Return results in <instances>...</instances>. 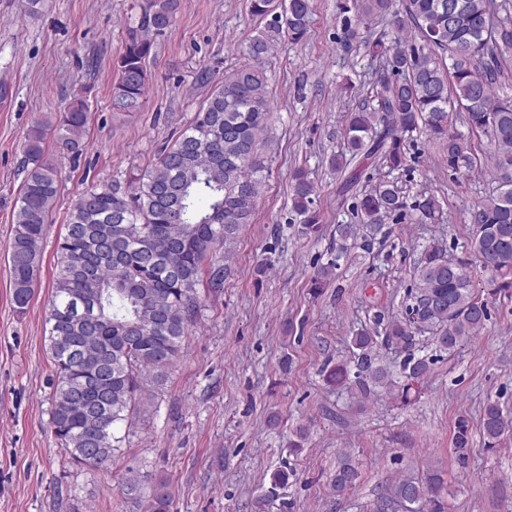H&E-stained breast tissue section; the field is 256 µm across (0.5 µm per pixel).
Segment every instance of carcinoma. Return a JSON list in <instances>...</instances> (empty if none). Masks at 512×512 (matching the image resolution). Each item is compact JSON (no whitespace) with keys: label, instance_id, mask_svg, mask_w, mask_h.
<instances>
[{"label":"carcinoma","instance_id":"obj_1","mask_svg":"<svg viewBox=\"0 0 512 512\" xmlns=\"http://www.w3.org/2000/svg\"><path fill=\"white\" fill-rule=\"evenodd\" d=\"M355 17L343 23L341 47L364 50L382 62L358 109L347 114L346 152L330 158L340 173L339 193L361 182V164L372 160L391 170L404 162L405 135L424 127L456 172L473 165L471 142L454 130L460 121L488 136L495 187L470 211L471 248L491 272L481 291L471 264L430 244L415 270L409 317L394 318L382 332L360 329L350 337L357 372L349 379L339 364L328 382L364 399L402 387L429 371L415 354L414 330L436 329L434 343L451 353L471 339L488 318L483 294L512 290V96L500 93L512 71V0H354ZM126 29L116 60L112 108L141 110L149 81L147 61L164 28L173 25L179 0H143ZM263 21L245 46L247 62L209 87L193 118L156 162L121 181L113 179L78 193L68 204L65 233L54 253L47 301L48 350L55 379L49 421L68 462L89 470L112 463L129 434L120 425L154 405L169 369L199 316L200 286L216 290L231 268L224 263L243 228L253 223L263 193L268 157L263 152L272 105L267 64L283 41L307 35L312 0H250ZM383 24L379 31L371 23ZM91 120L77 91L63 110L37 121L25 138L24 179L13 212L7 251L12 301L23 314L40 275L46 216L60 203L57 160L78 159ZM292 208L304 233L319 229L311 208L313 186L294 174ZM405 207L402 188L380 182L358 198L363 223L377 225ZM413 210L423 223L442 217L437 196L419 194ZM405 352L400 377L382 364L381 348ZM480 426L487 443L512 430V416L497 403L483 407ZM96 448L101 464L85 463ZM359 471L351 454H340L331 476L338 496L356 488ZM442 478L429 469L405 475L377 498L374 512H421L426 502L443 512Z\"/></svg>","mask_w":512,"mask_h":512}]
</instances>
